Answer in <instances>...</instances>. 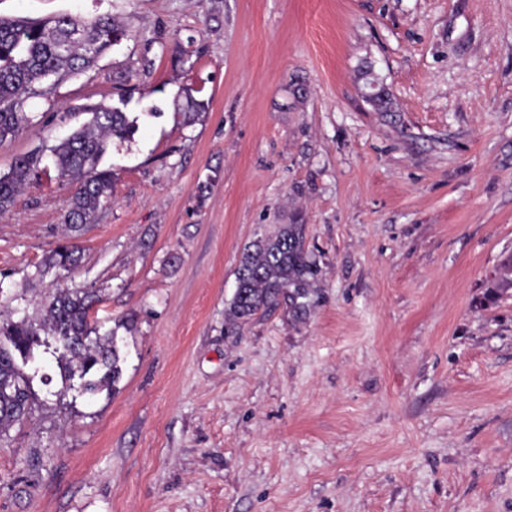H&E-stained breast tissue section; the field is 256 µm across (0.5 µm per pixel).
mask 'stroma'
<instances>
[{"label": "stroma", "mask_w": 512, "mask_h": 512, "mask_svg": "<svg viewBox=\"0 0 512 512\" xmlns=\"http://www.w3.org/2000/svg\"><path fill=\"white\" fill-rule=\"evenodd\" d=\"M62 13L127 33L29 100L0 172L74 108L138 129L95 223L51 166L0 211V310L94 292L122 375L76 398L35 347L0 512H512V0H0ZM291 222L311 288L227 333L245 247ZM77 252V248L73 245L63 244L59 246L47 259L45 269L40 270L39 273L44 274L46 269L49 270L52 268L69 271L78 262V256H76Z\"/></svg>", "instance_id": "35a3bbf8"}]
</instances>
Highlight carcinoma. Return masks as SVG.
<instances>
[{
    "label": "carcinoma",
    "instance_id": "carcinoma-1",
    "mask_svg": "<svg viewBox=\"0 0 512 512\" xmlns=\"http://www.w3.org/2000/svg\"><path fill=\"white\" fill-rule=\"evenodd\" d=\"M123 31L110 16L86 22L70 14L32 19L0 17V142L16 137L33 120L27 100L46 97L49 77L62 79L90 65L112 46V34ZM88 118L48 152L34 151L15 158L8 172L0 173V210L11 207L43 164L50 162L73 188L64 216L68 230L95 221L101 205L112 195V171L99 168L113 140L135 131L122 110L99 103L83 108ZM77 248L59 246L45 269L68 271L78 262ZM311 263L303 248L300 224H284L254 241L244 253L237 272V289L230 307V328L238 332L259 311L305 296ZM96 299L78 289L59 288L41 304L33 320L15 321L0 315V436L20 421L29 407L31 378L17 359L32 354L34 346L52 345L58 364L78 392L93 396L113 386L121 376V356L112 334L100 335L89 322Z\"/></svg>",
    "mask_w": 512,
    "mask_h": 512
}]
</instances>
